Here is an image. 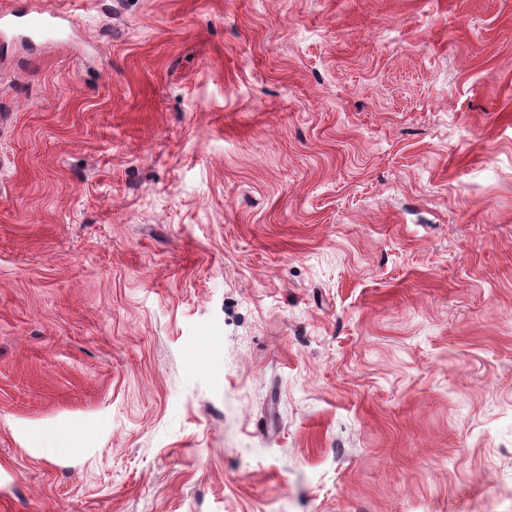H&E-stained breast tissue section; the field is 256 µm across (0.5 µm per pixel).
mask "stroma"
<instances>
[{
	"label": "stroma",
	"mask_w": 512,
	"mask_h": 512,
	"mask_svg": "<svg viewBox=\"0 0 512 512\" xmlns=\"http://www.w3.org/2000/svg\"><path fill=\"white\" fill-rule=\"evenodd\" d=\"M50 2L0 512H512V0Z\"/></svg>",
	"instance_id": "35a3bbf8"
}]
</instances>
